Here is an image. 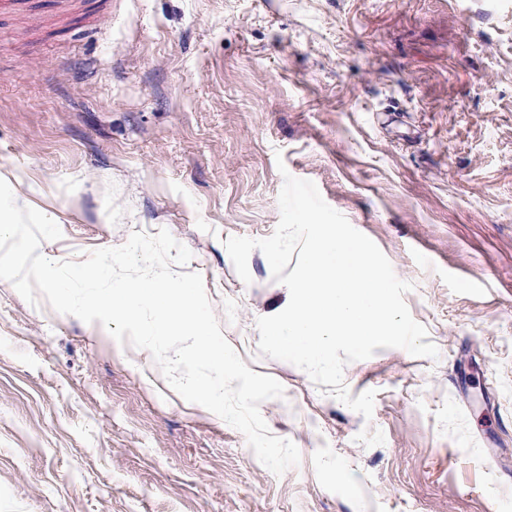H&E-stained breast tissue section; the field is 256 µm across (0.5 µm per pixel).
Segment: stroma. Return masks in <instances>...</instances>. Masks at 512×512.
<instances>
[{
    "label": "stroma",
    "instance_id": "stroma-1",
    "mask_svg": "<svg viewBox=\"0 0 512 512\" xmlns=\"http://www.w3.org/2000/svg\"><path fill=\"white\" fill-rule=\"evenodd\" d=\"M1 30L0 178L55 216L41 254L167 229L300 461L275 475L148 350L0 280V512H512V0H23ZM288 174L439 350L348 363L371 418L258 353L289 291L225 242L272 235Z\"/></svg>",
    "mask_w": 512,
    "mask_h": 512
}]
</instances>
